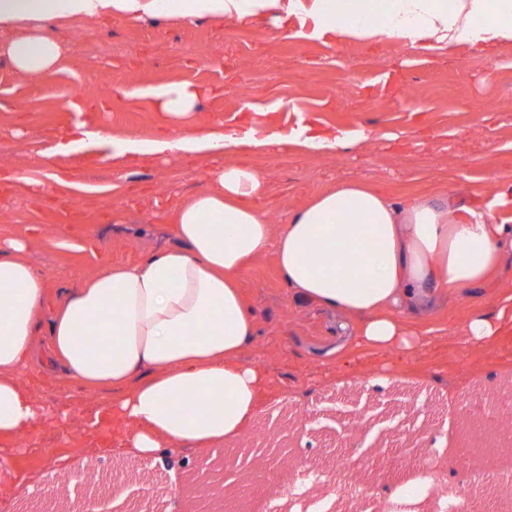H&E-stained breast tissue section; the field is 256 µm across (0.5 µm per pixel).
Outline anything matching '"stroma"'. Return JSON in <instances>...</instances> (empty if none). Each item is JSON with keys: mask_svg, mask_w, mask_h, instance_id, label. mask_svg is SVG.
<instances>
[{"mask_svg": "<svg viewBox=\"0 0 512 512\" xmlns=\"http://www.w3.org/2000/svg\"><path fill=\"white\" fill-rule=\"evenodd\" d=\"M51 31L62 58L38 88L0 55V174L7 176L0 181V240L34 238L29 257L57 288L76 287L102 262H132L147 248L166 246L156 215L206 184L205 163L193 159L113 158L103 135L152 138L165 128L152 97L130 96L139 85L193 82L203 90L202 122L223 131L256 125L279 136L280 144L249 156L267 172L269 189L258 206L275 220L341 180L367 181L397 199L448 192L477 210L492 198V178L512 181V45L491 54L466 44L419 50L394 40L315 34L302 17L274 14L238 24L58 21ZM311 118L371 137L338 157L289 145L292 131ZM83 123L100 138L46 165V154ZM242 286L259 326L244 356L279 389L254 423L252 446L232 441L188 452L172 471L137 457L99 458V471L112 480L113 512H126L144 469L160 480L161 512H189L187 481L198 468L237 487L276 452L299 459L301 470H282L264 495L242 499L241 512H307L316 497L338 502L337 473L394 489L392 503H408L411 512H442L449 494L468 488L471 473L512 470V452L468 462L458 453L465 423L487 414V399L512 390V371L495 364L512 352V335L482 350L460 336L473 312L512 295L511 268L488 287L439 303L427 319L404 312L410 324L429 330V342L413 355L411 373L377 383L331 380L345 358L368 369L391 365L393 357L360 346L352 319L290 296L273 254L244 273ZM27 379L46 409L71 419L20 441L12 462L35 473L39 491L14 495L10 512H43L65 486L56 457H67L77 474L91 449L112 445L111 429L92 428L90 401L63 369L39 360ZM452 380L454 392L473 396L457 415L449 412ZM434 456L442 467L431 489L405 501L398 485L414 481L416 464ZM311 468L325 471L322 482L308 478Z\"/></svg>", "mask_w": 512, "mask_h": 512, "instance_id": "1", "label": "stroma"}]
</instances>
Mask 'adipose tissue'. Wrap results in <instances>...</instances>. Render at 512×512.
Returning <instances> with one entry per match:
<instances>
[{"mask_svg": "<svg viewBox=\"0 0 512 512\" xmlns=\"http://www.w3.org/2000/svg\"><path fill=\"white\" fill-rule=\"evenodd\" d=\"M299 15L343 38H386L420 49L464 43L489 51L512 45V0H392L377 14L375 0H0V43L15 74L35 83L57 67L60 43L43 33L56 19L152 16L222 21ZM170 128L144 140L110 137L116 158L177 155L225 163L208 171L209 185L162 216L173 249L129 264L103 263L79 288H51L27 260L30 240L0 247V438L17 442L54 421L26 384L36 357L50 356L97 397L112 392L96 419L119 428L115 456L165 463L184 449L202 451L246 436L269 399L266 373L241 354L257 336L254 310L241 291L244 272L267 252L277 257L289 293L341 312L358 323L359 344L406 354L423 337L402 311L429 310L440 297L479 288L512 261V184L498 183L490 206L457 216L445 193L396 200L366 182L336 183L290 211L281 223L255 205L267 180L237 161L242 146L274 144L275 135L249 127L217 133L196 118L202 95L191 82L149 91ZM366 133L307 123L291 135L307 151L349 152ZM95 320L99 346L76 334ZM504 311H478L463 329L468 347L496 343Z\"/></svg>", "mask_w": 512, "mask_h": 512, "instance_id": "ef3b65f1", "label": "adipose tissue"}]
</instances>
